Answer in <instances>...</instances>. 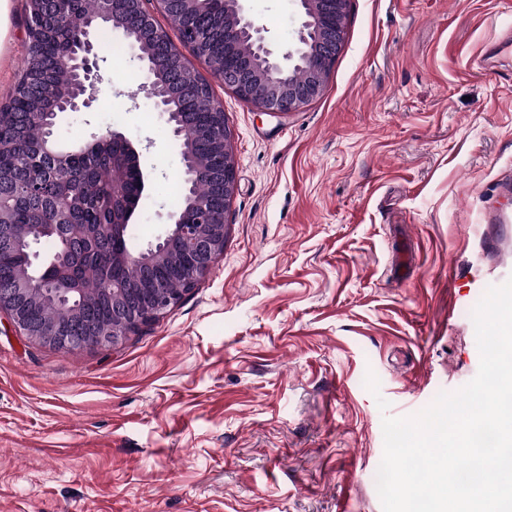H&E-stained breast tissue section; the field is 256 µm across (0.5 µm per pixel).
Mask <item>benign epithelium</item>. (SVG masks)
<instances>
[{"label":"benign epithelium","instance_id":"7a95c632","mask_svg":"<svg viewBox=\"0 0 512 512\" xmlns=\"http://www.w3.org/2000/svg\"><path fill=\"white\" fill-rule=\"evenodd\" d=\"M300 23L294 40L286 49L276 48L266 35V29L247 11L244 0H224V14L231 15L236 24L224 28V69L211 75L231 88L239 99L262 112L285 115L318 97L324 90L329 71L341 50L349 0H298ZM150 0H99L100 18L112 22V27L122 33L137 31L153 50V63L145 61L141 44L132 43L142 68L150 77L142 91L156 107L167 114V121L177 139L183 161L187 184L191 185L206 175L215 178L220 194L224 196V210H229L236 193L235 162L232 152L225 149L231 139L226 123L224 106L217 99L210 102V127L221 129L223 138L218 143L221 166L214 175L201 168L192 153L197 140V126L182 113L168 105L163 83L157 77L158 67H163L178 81L185 79L184 56L173 44L169 35L158 27ZM78 82L64 107L70 112L88 109L96 99L98 85L103 81L99 59L91 42H86L85 53L72 58ZM303 71L299 80L290 79L294 71ZM112 139L124 142L133 158L140 184H145L140 152L120 131H112ZM75 148L58 146L52 132H47L39 155L49 161V167L61 169L68 166ZM51 218L46 221L40 213L33 215L31 232L25 241L16 235L15 225L0 211V256L24 246L29 256L28 272L11 277L8 284L0 285V314H5L11 324L28 338L60 350H73L84 346L82 337L72 335L61 326L36 319L31 312L33 295L47 294L61 307L71 309L74 295H84L70 279L54 273L60 261L43 260L36 250L40 239L47 233L57 232L58 225H70L72 238H84L89 231L72 223L71 215L76 200L60 190L50 197ZM172 225L156 242L148 244L128 260L135 263L138 275L135 287L112 293L109 306L112 323L94 332L96 344L115 346L127 336L155 320L175 305L185 292L194 287L197 279L206 274L214 261L224 251L226 219H217L209 199L195 198L192 214L174 212ZM181 282L180 288L172 284Z\"/></svg>","mask_w":512,"mask_h":512}]
</instances>
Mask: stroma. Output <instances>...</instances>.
<instances>
[{"label": "stroma", "instance_id": "1", "mask_svg": "<svg viewBox=\"0 0 512 512\" xmlns=\"http://www.w3.org/2000/svg\"><path fill=\"white\" fill-rule=\"evenodd\" d=\"M246 5L292 41L296 0ZM25 23L12 0L0 104ZM345 26L297 111L215 85L238 190L223 254L177 304L114 348L0 323V512H383V415L476 376L473 310L512 278V0H350ZM100 53L97 100L67 125L84 141L124 112L143 247L170 222L180 147L122 33Z\"/></svg>", "mask_w": 512, "mask_h": 512}]
</instances>
